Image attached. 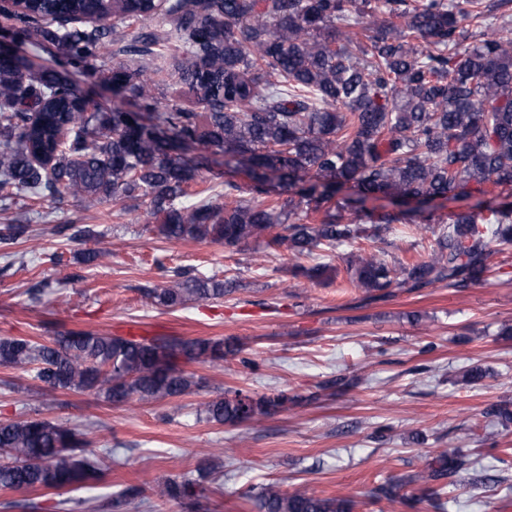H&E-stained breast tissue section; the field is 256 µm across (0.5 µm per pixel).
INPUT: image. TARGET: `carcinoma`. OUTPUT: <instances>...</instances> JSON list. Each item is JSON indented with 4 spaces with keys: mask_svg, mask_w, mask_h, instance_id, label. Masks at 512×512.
Here are the masks:
<instances>
[{
    "mask_svg": "<svg viewBox=\"0 0 512 512\" xmlns=\"http://www.w3.org/2000/svg\"><path fill=\"white\" fill-rule=\"evenodd\" d=\"M367 17L374 34L350 30ZM20 31L55 46L74 66L95 65L114 86L138 99L144 113L110 111L82 96L55 70L22 56L0 59V190L85 207L147 198V230L168 241L238 248L283 244L296 257L351 243L370 224H436L425 257L389 263L358 249L346 259V287L367 299L436 283L467 288L484 280L494 247L512 245V32L469 31L484 19L482 0H20ZM131 22L155 24L127 38ZM179 43L167 67L108 65L112 45L151 56L164 40ZM175 79L190 105L159 111L161 73ZM203 144L224 165L248 169L252 185L224 181V202L187 205L203 163L183 153ZM478 198L465 211L435 217L411 202ZM385 199L394 209L371 205ZM29 229L20 213L0 228L15 239ZM328 263L294 264L295 278L330 281ZM149 296L176 308L232 291L226 278L175 272ZM238 352L223 338L112 336L83 329L55 332L45 342L0 337V365L52 391H98L112 403H152L189 394L200 379L190 363L218 362ZM236 390L209 402L206 420L238 425L297 407L279 393L249 398ZM81 433L45 418L0 422V489L59 490L96 482L112 449L84 453ZM469 457L448 447L419 471L379 483L377 501L405 500L400 490L457 479ZM212 468L152 488L159 498L196 503ZM258 512H351L345 499L269 483L247 495ZM144 499L126 486L115 508Z\"/></svg>",
    "mask_w": 512,
    "mask_h": 512,
    "instance_id": "obj_1",
    "label": "carcinoma"
}]
</instances>
